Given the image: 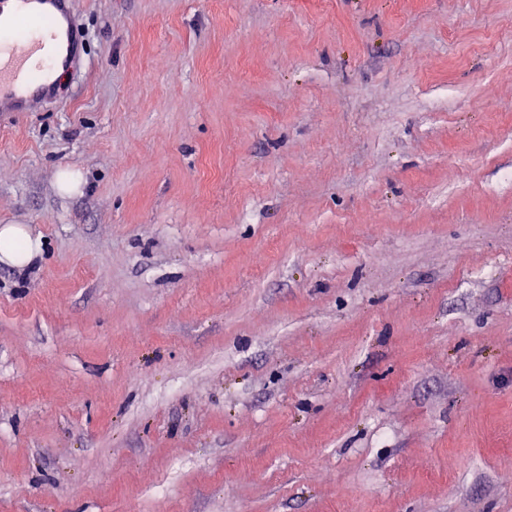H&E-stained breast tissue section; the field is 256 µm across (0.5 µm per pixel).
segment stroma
<instances>
[{"label": "stroma", "instance_id": "stroma-1", "mask_svg": "<svg viewBox=\"0 0 512 512\" xmlns=\"http://www.w3.org/2000/svg\"><path fill=\"white\" fill-rule=\"evenodd\" d=\"M71 8L0 118V512H512V0ZM38 243L20 224L0 226V261L11 265L27 263L37 252Z\"/></svg>", "mask_w": 512, "mask_h": 512}]
</instances>
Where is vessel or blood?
<instances>
[{
    "mask_svg": "<svg viewBox=\"0 0 512 512\" xmlns=\"http://www.w3.org/2000/svg\"><path fill=\"white\" fill-rule=\"evenodd\" d=\"M13 30L0 34V112H29L51 102L54 75L76 49L70 0H8Z\"/></svg>",
    "mask_w": 512,
    "mask_h": 512,
    "instance_id": "b4317fda",
    "label": "vessel or blood"
}]
</instances>
